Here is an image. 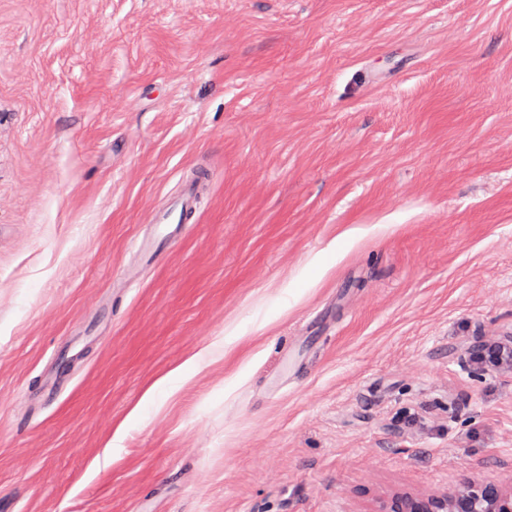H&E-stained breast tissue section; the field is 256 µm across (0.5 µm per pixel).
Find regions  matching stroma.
Instances as JSON below:
<instances>
[{"mask_svg": "<svg viewBox=\"0 0 512 512\" xmlns=\"http://www.w3.org/2000/svg\"><path fill=\"white\" fill-rule=\"evenodd\" d=\"M197 176L189 222L151 224ZM490 336L512 0H0V512L510 484L512 376L468 358ZM224 358V339L213 343L209 348L201 351L183 364L173 369L165 377L159 379L144 395L143 402H150L154 400L155 396L172 388L174 382L185 376L189 370L198 369L202 365L218 362Z\"/></svg>", "mask_w": 512, "mask_h": 512, "instance_id": "1", "label": "stroma"}]
</instances>
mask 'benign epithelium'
<instances>
[{
  "label": "benign epithelium",
  "mask_w": 512,
  "mask_h": 512,
  "mask_svg": "<svg viewBox=\"0 0 512 512\" xmlns=\"http://www.w3.org/2000/svg\"><path fill=\"white\" fill-rule=\"evenodd\" d=\"M375 512H512V486L471 477L444 496L396 495Z\"/></svg>",
  "instance_id": "7a95c632"
}]
</instances>
